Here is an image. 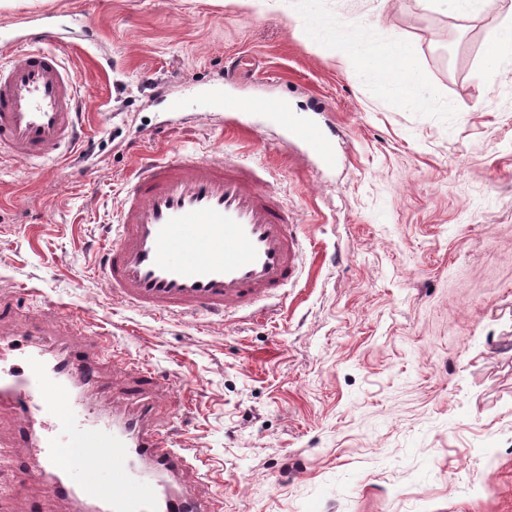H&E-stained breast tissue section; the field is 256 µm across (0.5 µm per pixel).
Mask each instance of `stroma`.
<instances>
[{"label": "stroma", "mask_w": 512, "mask_h": 512, "mask_svg": "<svg viewBox=\"0 0 512 512\" xmlns=\"http://www.w3.org/2000/svg\"><path fill=\"white\" fill-rule=\"evenodd\" d=\"M41 13L91 25L61 49L91 149L36 175L0 154V336L106 337L110 394L149 367L159 426L199 460L179 483L223 485L224 512H512V63L481 74L505 0L471 19L418 0H26L0 9V57ZM357 22L413 45L424 107L341 63ZM243 56L250 81L227 82ZM214 89L335 129V165L262 113L231 129ZM181 148L265 167L306 239L300 280L253 314L138 311L98 275L134 160ZM18 429L0 412V512H75L28 480Z\"/></svg>", "instance_id": "stroma-1"}]
</instances>
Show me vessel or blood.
I'll return each instance as SVG.
<instances>
[{
  "label": "vessel or blood",
  "mask_w": 512,
  "mask_h": 512,
  "mask_svg": "<svg viewBox=\"0 0 512 512\" xmlns=\"http://www.w3.org/2000/svg\"><path fill=\"white\" fill-rule=\"evenodd\" d=\"M64 27L56 15L32 19L17 36L18 59H0V150L35 161L74 143L78 80L56 49ZM262 111L292 138L313 147L324 166L336 146L280 103ZM305 246L276 192L253 170L225 157L174 152L143 163L122 199L100 276L122 302L155 314L226 315L254 307L299 279ZM78 340L48 360L27 335L0 347V411L15 414L36 454L31 470L51 493L74 499L83 512H223L221 493L181 487L192 467L153 425L158 386L139 371L122 392L132 411L105 412L99 361ZM81 468L92 478L77 477Z\"/></svg>",
  "instance_id": "obj_1"
}]
</instances>
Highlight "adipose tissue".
<instances>
[{"instance_id":"ef3b65f1","label":"adipose tissue","mask_w":512,"mask_h":512,"mask_svg":"<svg viewBox=\"0 0 512 512\" xmlns=\"http://www.w3.org/2000/svg\"><path fill=\"white\" fill-rule=\"evenodd\" d=\"M339 54L344 62L363 74L368 84L393 85L406 108L416 109L425 103V77L414 62L415 51L410 43L394 40L387 52L379 55L356 33L341 44Z\"/></svg>"}]
</instances>
